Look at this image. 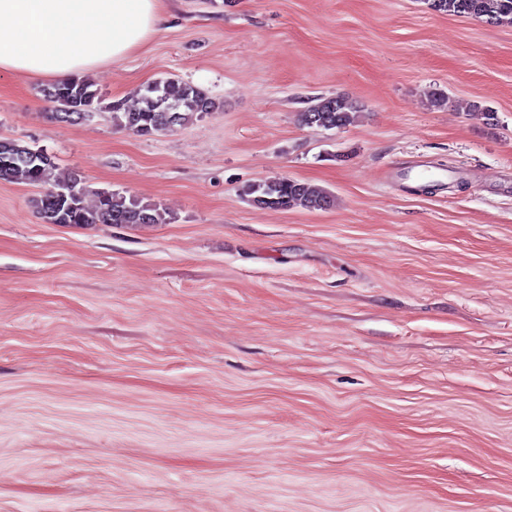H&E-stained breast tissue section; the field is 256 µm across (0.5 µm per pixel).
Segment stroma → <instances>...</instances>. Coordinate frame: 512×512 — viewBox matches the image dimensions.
I'll return each mask as SVG.
<instances>
[{"mask_svg":"<svg viewBox=\"0 0 512 512\" xmlns=\"http://www.w3.org/2000/svg\"><path fill=\"white\" fill-rule=\"evenodd\" d=\"M90 73L218 112L138 136L0 75V138L163 210L0 182V512H512V26L427 0H162ZM447 102L435 105L431 92ZM341 95L355 122L301 123ZM325 210L249 203L269 178ZM38 150L14 140L0 139V181H22L33 186H44L40 198L42 218L49 224H127L141 226L165 223L158 208L141 205L111 190L90 191L82 177L73 173L60 178L56 165L49 156L39 157ZM35 157V158H34ZM63 195H54L50 191ZM93 197L92 202L89 196Z\"/></svg>","mask_w":512,"mask_h":512,"instance_id":"obj_1","label":"stroma"}]
</instances>
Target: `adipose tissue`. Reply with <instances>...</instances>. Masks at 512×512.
<instances>
[{"label":"adipose tissue","mask_w":512,"mask_h":512,"mask_svg":"<svg viewBox=\"0 0 512 512\" xmlns=\"http://www.w3.org/2000/svg\"><path fill=\"white\" fill-rule=\"evenodd\" d=\"M159 22V0H0V73L91 72L145 44Z\"/></svg>","instance_id":"obj_1"}]
</instances>
